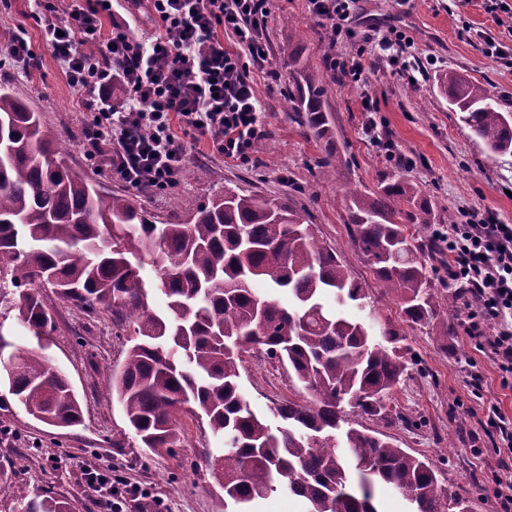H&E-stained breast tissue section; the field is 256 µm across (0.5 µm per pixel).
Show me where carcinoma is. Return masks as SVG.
Segmentation results:
<instances>
[{
	"mask_svg": "<svg viewBox=\"0 0 512 512\" xmlns=\"http://www.w3.org/2000/svg\"><path fill=\"white\" fill-rule=\"evenodd\" d=\"M280 56L300 75L288 92L291 110L316 139H327L325 87L308 75L299 46L280 47ZM439 87L488 151L512 153L511 112L454 70L441 74ZM61 142L39 113L0 87V308L33 336L50 335V308L31 292L38 283L85 312L129 318L139 340L120 369L106 372L143 447H171L182 408L206 421L226 442L219 455L206 453L224 512H252V503L283 490L304 499L308 512H378L377 483L406 498L409 512H466L464 497L442 487L432 462L384 434L342 429L347 407L381 416L412 357L398 331L377 335L345 309L366 298L364 288L317 238L304 209L226 188L186 223H165L68 166ZM338 164L324 150L323 177H334ZM345 195L353 244L385 294L414 324L436 319L441 296L423 257L437 245L409 230L434 221L417 187L393 176ZM146 260L156 274L149 283L141 274ZM258 279L288 290L293 303L285 308L256 292ZM157 296L165 299L161 314L151 308ZM249 350L287 367L295 390L273 403L269 418L240 387ZM6 379L28 415L81 421L68 377L41 352L17 355ZM12 499L16 512H70L68 502L25 488Z\"/></svg>",
	"mask_w": 512,
	"mask_h": 512,
	"instance_id": "cac0c4a2",
	"label": "carcinoma"
}]
</instances>
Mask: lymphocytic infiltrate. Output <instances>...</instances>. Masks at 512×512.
Instances as JSON below:
<instances>
[{"label": "lymphocytic infiltrate", "mask_w": 512, "mask_h": 512, "mask_svg": "<svg viewBox=\"0 0 512 512\" xmlns=\"http://www.w3.org/2000/svg\"><path fill=\"white\" fill-rule=\"evenodd\" d=\"M354 0H307L310 15L333 40L352 37ZM45 47L84 96L88 162L128 189L163 192L177 186L188 162L186 137L211 140L232 160L247 158L261 137V104L252 70H264L270 47L262 18L268 0H149L161 24L152 42L128 22L103 35L112 0H35ZM232 47H225V39ZM96 53H87V46ZM124 99L113 103L114 86ZM464 220L435 228L448 253V281L467 288L458 314L475 349L502 378H512V225L491 210L467 209ZM83 478L104 512H137L150 493L90 465Z\"/></svg>", "instance_id": "lymphocytic-infiltrate-1"}]
</instances>
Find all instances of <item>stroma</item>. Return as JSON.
<instances>
[{
  "mask_svg": "<svg viewBox=\"0 0 512 512\" xmlns=\"http://www.w3.org/2000/svg\"><path fill=\"white\" fill-rule=\"evenodd\" d=\"M35 8L34 0H0V48L20 35L36 53L29 73L0 65V86L63 133L64 158L72 168L106 189H121V182L97 171L84 157L83 127L90 114L82 107L80 92L45 49L31 16ZM357 15L354 37L335 44L330 31L310 15L307 0H271L263 32L273 50L272 72L253 75L263 106V134L250 157L230 161L207 141L188 142L191 164L207 170V177L182 181L160 195L141 193L134 200L171 223L186 222L201 203L227 187L305 208L319 237L364 286L362 317L398 330L417 360L391 395L389 417L368 419L351 412L349 425L388 435L408 453L432 461L442 485L467 498L470 512H499L493 476L512 471V458L494 453L498 435L484 431L482 404H496L512 422V387L503 388L496 366L470 346L455 310L439 309L448 321V336L442 339L435 324L411 323L384 295L351 240L343 187L373 189L382 178L399 174L418 186L437 222L479 207L491 209L499 223L512 224V154L488 152L437 89L439 75L452 69L480 83L501 111L512 113V53L495 58L485 52L487 42L512 41V18L499 25L481 0H411L405 10L394 0H358ZM372 24L383 32L394 27L405 33L416 63L426 68L417 83H408L370 50L365 52L361 82H350L330 68V54L355 56L362 33ZM295 40L302 43L310 74L326 89L324 107L341 161L329 182L317 168L322 143L307 135L288 108L295 75L278 49ZM367 98L376 107L370 114L363 110ZM368 121L380 140L392 143L396 156L412 159V166L388 159L371 143L363 133ZM47 301L56 329L41 344L47 358L68 376L81 401L82 421L73 427L38 421L0 386V485L25 486L63 499L73 512H100L81 479L82 466L90 464L150 490L162 512H224V494L203 458L205 449L219 445L207 424L179 414L176 446L156 454L140 447L121 405L112 398L104 368L123 364L133 326L115 327L111 313H87L52 295ZM244 359L241 388L257 413L267 414L272 402L293 395L285 367L256 351ZM475 372L481 376L476 388L471 385ZM404 415L411 425L401 423Z\"/></svg>",
  "mask_w": 512,
  "mask_h": 512,
  "instance_id": "35a3bbf8",
  "label": "stroma"
}]
</instances>
